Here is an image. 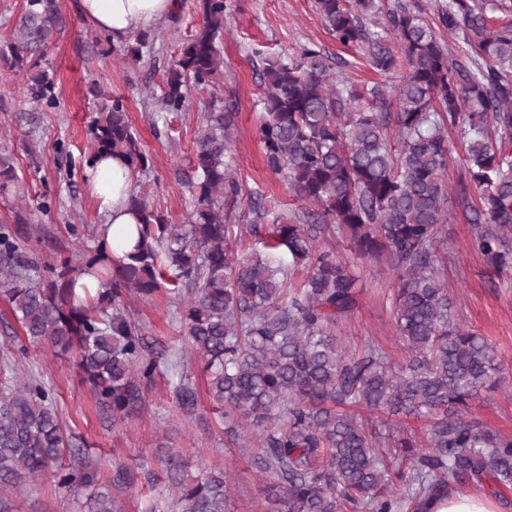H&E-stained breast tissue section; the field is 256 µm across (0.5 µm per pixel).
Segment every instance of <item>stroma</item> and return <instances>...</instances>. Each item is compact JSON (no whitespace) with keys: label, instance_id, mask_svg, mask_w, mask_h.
<instances>
[{"label":"stroma","instance_id":"35a3bbf8","mask_svg":"<svg viewBox=\"0 0 512 512\" xmlns=\"http://www.w3.org/2000/svg\"><path fill=\"white\" fill-rule=\"evenodd\" d=\"M196 3L182 0L181 7L152 30L150 46L134 61L118 52L102 54L95 44V31L80 19L79 0H58L67 26L46 61L59 104L43 113L31 139H23L14 121L15 112L26 106L23 82L0 74V149L13 155L25 191L21 197L0 193V224H13L21 215L43 226L41 239L26 242L37 263L93 247L99 235L104 216L82 175H69L67 159L85 150L86 127L103 95L123 98L132 129L152 159L151 169L137 172L135 183L152 208L171 224L186 223L190 211V195L176 182L175 172L192 159L201 114L211 97L233 100L237 116L226 160L240 187L236 221L270 224L280 216L290 220L301 215L305 204L282 175L266 166L255 135L264 112L260 81L264 56H285L314 43L346 61L351 80L396 81L395 76L373 71L356 51L339 45L316 13L314 0H228L220 40L222 82L206 90L190 89L185 111L158 120L167 69L201 23ZM46 195L52 199L50 212L43 214L30 207V200ZM256 196L262 197L266 208L261 218L248 208L250 198ZM72 224L82 227V243L70 237ZM445 230L448 263L444 277L452 312L488 343L497 365L496 384L475 396L468 415L512 436V268L498 270L486 263L464 216H456ZM329 245L351 261L361 291L356 311L338 322L335 336L347 351L369 340L394 363H403L407 350L395 333L393 317L396 269L383 259L356 258L342 237L332 238ZM127 309L143 325L154 349L165 357L145 390L141 411L112 422L81 382L73 356L45 345H28L26 355L17 356L18 376L36 379L53 390L72 447L99 462L103 482H111L120 468L135 475L134 485L118 495L121 512H175L168 466L172 459L188 478L211 469L223 470L230 489L228 512H263L262 490L273 478L255 464L258 448L253 431L242 430L239 444L228 442L224 424L212 408L201 365L186 353L180 302L161 294L150 300L132 297ZM182 380L199 392L197 410L191 415L179 407L175 396ZM22 510L86 512V498L68 493L45 475L26 493Z\"/></svg>","mask_w":512,"mask_h":512}]
</instances>
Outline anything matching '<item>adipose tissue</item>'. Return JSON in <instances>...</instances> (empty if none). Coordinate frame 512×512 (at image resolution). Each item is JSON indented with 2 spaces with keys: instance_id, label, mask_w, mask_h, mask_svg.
<instances>
[{
  "instance_id": "obj_1",
  "label": "adipose tissue",
  "mask_w": 512,
  "mask_h": 512,
  "mask_svg": "<svg viewBox=\"0 0 512 512\" xmlns=\"http://www.w3.org/2000/svg\"><path fill=\"white\" fill-rule=\"evenodd\" d=\"M174 9L175 0H80L82 21L117 45L153 28ZM87 178L90 192L105 216L102 233L113 256H122L138 238V219L129 202L132 172L119 159L106 156L94 160L87 169Z\"/></svg>"
}]
</instances>
